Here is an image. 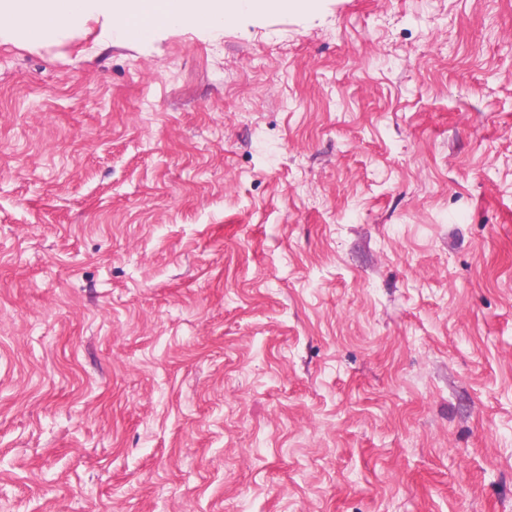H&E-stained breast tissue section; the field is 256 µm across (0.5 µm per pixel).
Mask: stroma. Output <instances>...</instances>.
I'll list each match as a JSON object with an SVG mask.
<instances>
[{
  "mask_svg": "<svg viewBox=\"0 0 512 512\" xmlns=\"http://www.w3.org/2000/svg\"><path fill=\"white\" fill-rule=\"evenodd\" d=\"M0 44V512H512V0Z\"/></svg>",
  "mask_w": 512,
  "mask_h": 512,
  "instance_id": "obj_1",
  "label": "stroma"
}]
</instances>
